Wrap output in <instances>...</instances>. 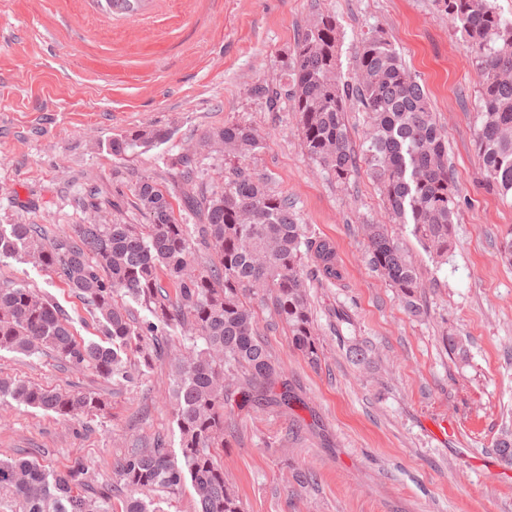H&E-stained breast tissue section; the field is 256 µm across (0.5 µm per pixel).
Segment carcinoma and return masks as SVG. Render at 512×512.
<instances>
[{
    "instance_id": "1",
    "label": "carcinoma",
    "mask_w": 512,
    "mask_h": 512,
    "mask_svg": "<svg viewBox=\"0 0 512 512\" xmlns=\"http://www.w3.org/2000/svg\"><path fill=\"white\" fill-rule=\"evenodd\" d=\"M142 0H105L110 14L134 18ZM471 49L479 84L476 149L486 186L512 195V19L492 0H436ZM336 15L321 12L304 26L279 60L280 82L252 86L268 112L293 113L301 145L311 160L347 184L356 170L347 112L364 113L361 161L376 180L388 218L412 233L438 263L448 262L457 189L448 168V141L436 123L423 87L406 70L384 32L362 38L355 76L338 72ZM171 138L161 129H139L112 138V155ZM267 140L246 122H227L172 159L178 171L179 206L198 220L176 216L171 194L147 173L131 186L144 224L114 219L72 224L54 237L40 224H0V259L32 258L59 278L103 323V338H77L64 311L18 279H0V350L25 355L49 351L66 365L91 369L120 386L135 384L152 368L164 341L169 350V391L178 449L164 440L130 448L113 469L124 489L179 492L191 481L199 512H244L224 478V412L252 403L288 408L299 400L259 333L248 299L260 295L288 327L293 349L319 362L306 260L327 281L340 277L336 248L299 223L288 197L246 165ZM216 153L237 165L209 191L202 159ZM369 265L395 288L405 309L422 313L420 279L385 224H364ZM150 318L139 323L130 303ZM136 348L138 360L128 357ZM75 419L102 413L107 402L87 392H56L35 383L0 379V398ZM512 467V431L495 443ZM9 512H113L110 494L91 491L89 470L75 460L63 470L34 459H0V505Z\"/></svg>"
}]
</instances>
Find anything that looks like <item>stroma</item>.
<instances>
[{
	"label": "stroma",
	"mask_w": 512,
	"mask_h": 512,
	"mask_svg": "<svg viewBox=\"0 0 512 512\" xmlns=\"http://www.w3.org/2000/svg\"><path fill=\"white\" fill-rule=\"evenodd\" d=\"M321 11L339 24L342 77L353 75L362 37L384 31L448 140L457 215L447 263L432 262L409 227H388L418 270L428 309L419 318L367 261L360 227L387 216L366 168L336 184L302 149L292 113L265 111L249 94L278 79L279 56ZM477 105L469 45L435 0H143L132 21L97 0H0V224L56 233L92 209L111 214V201L130 199L137 173L176 191V155L207 129L248 121L268 142L249 168L335 244L342 277L310 282L315 366L269 305L252 302L302 402L226 415L221 460L245 512H512V467L493 450L512 422V265L499 254L512 199L485 188ZM144 127L172 137L129 162L113 156V136ZM0 276L41 290L76 336L99 340L88 306L40 266L4 258ZM448 336L467 361L449 354ZM355 344L367 348L366 362L350 357ZM168 371L155 362L140 384L119 389L48 352L0 351L2 377L108 402L104 414L68 421L1 400L0 458L55 469L79 458L94 488L114 485L121 453L159 435L177 441ZM305 473L313 484L299 482Z\"/></svg>",
	"instance_id": "1"
}]
</instances>
